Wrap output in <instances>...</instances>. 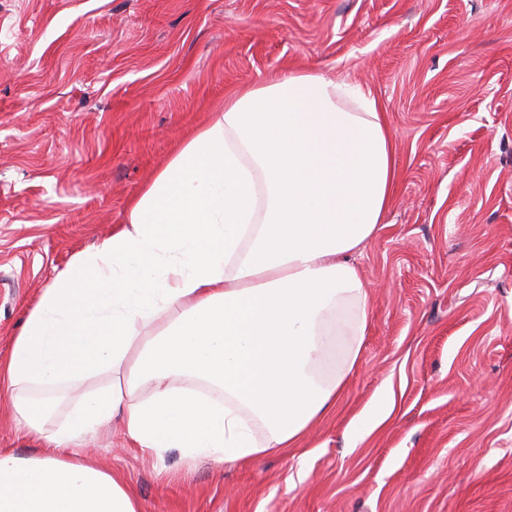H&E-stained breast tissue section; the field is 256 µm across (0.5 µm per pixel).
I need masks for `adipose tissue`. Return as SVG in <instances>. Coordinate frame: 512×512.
<instances>
[{
    "label": "adipose tissue",
    "instance_id": "1",
    "mask_svg": "<svg viewBox=\"0 0 512 512\" xmlns=\"http://www.w3.org/2000/svg\"><path fill=\"white\" fill-rule=\"evenodd\" d=\"M394 186L385 117L345 80L296 70L227 96L0 362L15 418L56 450L0 453V512H139L77 448L116 420L156 456L225 465L296 446L359 359L370 292L354 256ZM100 374L111 383L45 430L52 390Z\"/></svg>",
    "mask_w": 512,
    "mask_h": 512
}]
</instances>
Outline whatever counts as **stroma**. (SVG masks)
<instances>
[{"mask_svg": "<svg viewBox=\"0 0 512 512\" xmlns=\"http://www.w3.org/2000/svg\"><path fill=\"white\" fill-rule=\"evenodd\" d=\"M302 69L370 92L396 145L359 364L258 461L149 456L118 421L91 446L141 512H512V0H0V361L226 94ZM0 451L53 452L2 392ZM389 415L388 397L383 396L377 405L355 426L353 434L359 436L381 425Z\"/></svg>", "mask_w": 512, "mask_h": 512, "instance_id": "obj_1", "label": "stroma"}]
</instances>
